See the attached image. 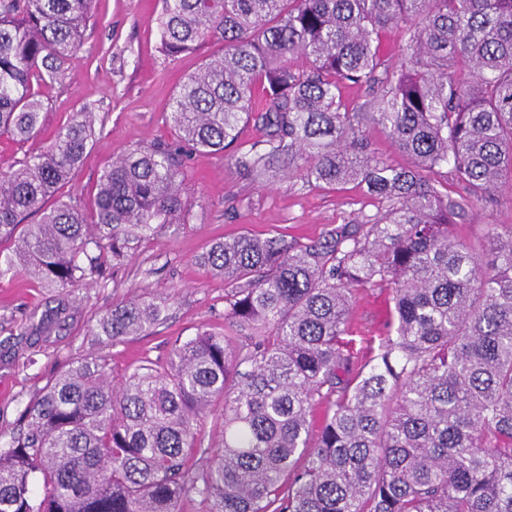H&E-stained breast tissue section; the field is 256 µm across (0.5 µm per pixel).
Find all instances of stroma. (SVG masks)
Instances as JSON below:
<instances>
[{"mask_svg":"<svg viewBox=\"0 0 512 512\" xmlns=\"http://www.w3.org/2000/svg\"><path fill=\"white\" fill-rule=\"evenodd\" d=\"M160 0H96L77 58L64 87L44 88L46 109L40 135L20 144L0 135V169L17 165L38 150L44 137L85 109L96 117V134L84 164L61 195L90 206L102 167L132 145L170 142V100L177 86L200 65L204 51L167 59L160 51L155 18ZM360 135L369 153L396 166H411L409 156L371 116ZM190 210L185 223L167 224L150 240L131 241L120 264L106 279L90 281L61 295L23 279L0 278V445L22 427L26 404L60 372L80 359L104 358L113 385L144 358L165 360L175 340L195 336L203 326L224 327V280L198 266L195 258L214 239L240 233L281 235L303 244L333 228L354 223L359 214H376L379 205L365 186H318L298 176H263L239 168L225 155H193L185 170ZM459 239L482 251L491 228L512 225V190L498 201L463 205L455 218ZM148 292L165 306V320L147 336L108 346L92 329L97 316L122 298ZM65 315H58L59 307ZM392 303L385 288L359 291L348 335L359 358L372 356L387 330ZM54 319L48 333L32 330V318Z\"/></svg>","mask_w":512,"mask_h":512,"instance_id":"stroma-1","label":"stroma"}]
</instances>
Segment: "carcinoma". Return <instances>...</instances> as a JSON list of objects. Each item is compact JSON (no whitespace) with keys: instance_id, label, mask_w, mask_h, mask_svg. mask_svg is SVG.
I'll return each instance as SVG.
<instances>
[{"instance_id":"carcinoma-1","label":"carcinoma","mask_w":512,"mask_h":512,"mask_svg":"<svg viewBox=\"0 0 512 512\" xmlns=\"http://www.w3.org/2000/svg\"><path fill=\"white\" fill-rule=\"evenodd\" d=\"M95 0H0V131L43 126L40 89L63 85ZM167 58L219 44L179 84L169 119L205 155L259 127L236 165L363 183L381 209L299 244L243 233L198 262L224 278V320L110 384L106 360L60 373L0 447V512H512V227L480 253L455 240L452 177L478 204L512 189V0H162ZM390 28L408 61L380 56ZM307 65L294 64L296 55ZM347 85L412 159L365 152ZM96 118L0 171V277L60 292L99 275L187 211L183 155L136 144L104 166L90 210L57 195ZM36 224H23L31 214ZM98 254H93V251ZM389 288L390 330L358 365L344 340L356 293ZM163 303L135 295L97 320L112 344L146 336ZM224 398L223 452L200 420ZM198 459H193V456ZM288 481H283V475Z\"/></svg>"}]
</instances>
